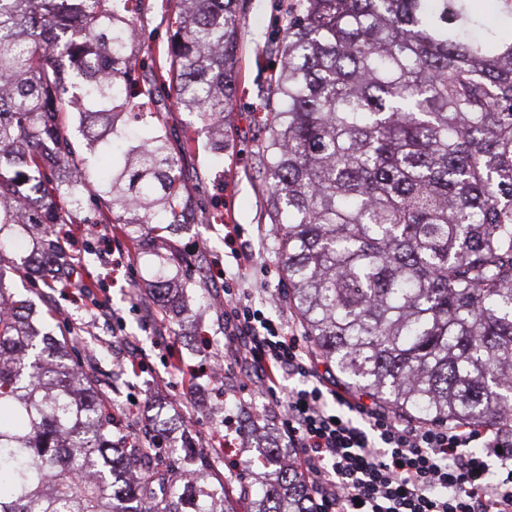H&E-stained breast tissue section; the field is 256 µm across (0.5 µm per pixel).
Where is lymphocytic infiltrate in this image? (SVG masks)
<instances>
[{"label": "lymphocytic infiltrate", "instance_id": "lymphocytic-infiltrate-1", "mask_svg": "<svg viewBox=\"0 0 512 512\" xmlns=\"http://www.w3.org/2000/svg\"><path fill=\"white\" fill-rule=\"evenodd\" d=\"M236 270L224 284V354L237 366L224 446L267 420L305 476L313 512H512V423L405 421L356 400L321 373L285 310L256 304L243 283L257 252L224 227ZM264 399L262 418L247 400Z\"/></svg>", "mask_w": 512, "mask_h": 512}]
</instances>
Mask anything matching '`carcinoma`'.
<instances>
[{"mask_svg": "<svg viewBox=\"0 0 512 512\" xmlns=\"http://www.w3.org/2000/svg\"><path fill=\"white\" fill-rule=\"evenodd\" d=\"M177 105L224 144L239 0H176ZM145 0H0V251L71 286L55 225L183 224L179 158L137 73ZM258 149L288 308L350 390L421 422L512 419V31L477 0H286L267 36ZM136 89L139 101L130 100ZM115 157L100 176L62 127ZM160 298L175 278L159 265ZM68 343L0 283V512H224L207 465L126 447ZM304 476L267 472L247 512H310Z\"/></svg>", "mask_w": 512, "mask_h": 512, "instance_id": "cac0c4a2", "label": "carcinoma"}]
</instances>
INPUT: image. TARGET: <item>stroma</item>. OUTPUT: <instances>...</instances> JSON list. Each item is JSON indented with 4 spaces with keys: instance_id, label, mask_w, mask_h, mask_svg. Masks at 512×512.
Returning <instances> with one entry per match:
<instances>
[{
    "instance_id": "stroma-1",
    "label": "stroma",
    "mask_w": 512,
    "mask_h": 512,
    "mask_svg": "<svg viewBox=\"0 0 512 512\" xmlns=\"http://www.w3.org/2000/svg\"><path fill=\"white\" fill-rule=\"evenodd\" d=\"M146 8L134 23L140 38L134 52L158 76L154 111L160 112L172 147L195 135L192 151L182 154L180 178L192 203L187 224L160 243H136L112 234L108 224L75 222L59 227L58 240L80 285L49 288L40 278L21 276L15 266L30 244L19 239L0 253V283L36 307L44 332L66 337L75 360L93 377L108 406L120 407L136 398V416L123 422L138 436L159 418L166 421L165 446L192 444L205 455L216 475H224V455L215 452L212 437L224 430V391L230 375L213 377L209 366L224 352V318L213 298L224 291V273L235 268L224 243V227L241 224L249 235H260L264 255L274 258L275 242L267 218L258 161V134L266 112L259 91L270 60L264 51L268 33L277 23L275 0H249L238 51V91L232 112L224 118V150L214 153L207 134L198 133L195 116L175 102L165 68L156 50L168 36V17L162 0H145ZM170 257L172 271L189 285L176 301L160 305L156 324L144 327L135 307L150 298L148 287L158 256ZM137 343L145 354L137 373L119 370L115 353ZM178 353L186 376L194 380L193 415L179 406L183 390L160 385L170 353ZM236 453L246 470L242 478L225 477L226 512H240L244 494H255L263 480L262 469L252 466L256 448L240 447Z\"/></svg>"
}]
</instances>
